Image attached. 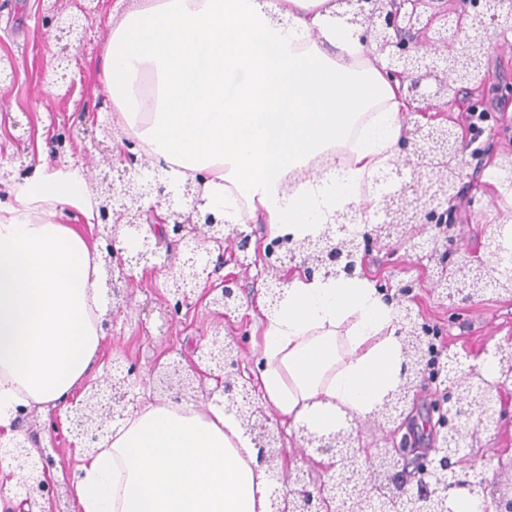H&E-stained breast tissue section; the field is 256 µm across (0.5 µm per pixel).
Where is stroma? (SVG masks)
I'll return each instance as SVG.
<instances>
[{
	"label": "stroma",
	"mask_w": 512,
	"mask_h": 512,
	"mask_svg": "<svg viewBox=\"0 0 512 512\" xmlns=\"http://www.w3.org/2000/svg\"><path fill=\"white\" fill-rule=\"evenodd\" d=\"M93 5L92 43L82 50L60 37L42 0H0V57L10 58L14 67L11 80L0 83V157L13 158L15 164L29 169L23 179L0 185V219L32 211L58 224L83 225L86 236L94 234L93 227L86 224L83 201L60 205L32 195L38 179L65 184L75 175L96 179L118 175L105 160L113 151L116 123L112 101L97 73L117 19L112 14L113 0H94ZM485 32L488 50L482 59V75L492 83L512 84V51L502 46L512 33V0H504L497 16L487 19ZM71 80L76 90L73 99L67 100L63 94ZM482 110L489 117L484 135L477 142L460 143L463 181L471 190L453 203L455 232L477 255L484 254L500 214L512 212V192L490 185L485 177L489 154L512 151V101L490 94ZM89 123L97 130L93 143L83 140L81 134ZM430 236L426 227L417 229L407 242L391 235L388 243L393 254L370 250L364 275L378 285L413 281L412 316L434 328L435 349L441 356L454 355L464 364H477L492 357L499 344L512 342V295L490 289L466 302L460 294L437 287L434 266L425 258ZM226 259L224 270L236 277L241 304L228 318L220 316L206 299V280L198 281L191 307L175 314L166 302L167 271L134 267L122 285L119 304L112 307V324L101 342L102 369L87 378V385L132 368L138 376L131 392L134 401H161L159 366L173 360L185 365L198 361L202 348L229 336L242 340L241 369H254L255 322L246 307L259 292L269 293L278 287L279 273L264 269L252 247L229 253ZM497 399L511 419L480 435L486 449L484 458L491 464L484 476L489 489L512 477V382L501 384ZM266 413L271 428L280 434L287 458L281 476L319 485L326 478L321 450L301 440L295 427L282 424L274 408H267ZM26 427L34 434L37 447L53 456V470L58 474L45 512H75L72 476L79 465V450L69 421L54 410L45 414L32 411Z\"/></svg>",
	"instance_id": "35a3bbf8"
}]
</instances>
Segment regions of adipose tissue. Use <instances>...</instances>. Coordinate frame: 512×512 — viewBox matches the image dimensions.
<instances>
[{"label":"adipose tissue","mask_w":512,"mask_h":512,"mask_svg":"<svg viewBox=\"0 0 512 512\" xmlns=\"http://www.w3.org/2000/svg\"><path fill=\"white\" fill-rule=\"evenodd\" d=\"M330 0H140L100 80L117 125L172 181L203 178L226 228L316 237L375 212L407 130L399 83ZM101 254L72 224L0 220V443L18 408L65 405L99 368ZM261 400L317 432L404 380L399 309L366 277L292 274L263 304ZM80 512H270L253 435L224 406L141 404L85 454Z\"/></svg>","instance_id":"ef3b65f1"}]
</instances>
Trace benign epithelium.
Instances as JSON below:
<instances>
[{
	"label": "benign epithelium",
	"mask_w": 512,
	"mask_h": 512,
	"mask_svg": "<svg viewBox=\"0 0 512 512\" xmlns=\"http://www.w3.org/2000/svg\"><path fill=\"white\" fill-rule=\"evenodd\" d=\"M491 0H462L458 11L455 33H464L455 48L443 38L437 41L419 39L421 30L448 19V0H342L345 10L340 16L346 22L364 29L361 39L375 45V52L385 56L386 75L409 82L407 94L413 102L420 96L421 85L431 82L437 94L454 98L458 87L469 86L473 103L481 101L486 79L477 76L481 58L486 53L485 31L476 12L481 2ZM93 9H84L85 23L57 19L60 32L73 34L78 45L90 42L89 21ZM413 147L418 168L412 171V181L382 196V224L367 225L361 234L348 236L347 225L340 220L325 225L316 239L307 238L289 246L290 239L275 237L267 242L260 258L266 266L289 259L311 276L321 274L336 277L352 276L359 265L360 249H368L381 242L383 230L390 227L405 237L413 224H431L434 234L430 240L429 258L436 261L437 283L456 287L465 298L474 299L489 287L512 293V268L505 265V255H512V234L505 231L512 222V214L499 225V232L488 247V257L476 259L454 234V225L448 223V209L444 205L460 197L464 188L457 187L462 180L460 148L457 138L445 127L424 128L413 125L406 132L403 148ZM98 202L102 224L99 235L105 241L103 270L105 283L113 293L117 283L128 279L132 264H149L159 258L160 241L143 232V224L152 223L154 206H145L147 200H162L165 217L160 219L164 238L172 246L185 239L195 240L198 233L205 236L206 247L190 249L179 267L178 274L167 281V292L178 313L188 305L191 287L199 278V270L214 265L224 266V253L232 245L247 249L249 235L238 229L224 230V217L216 212L187 210L170 200L172 192L159 183L157 176L120 179L115 183L106 178L90 184ZM176 239H169V234ZM230 279H220L210 290V303L222 316H231L239 310L238 297ZM399 333L405 336V352L414 368L413 380L402 389L410 394L424 377L433 380L446 371L449 386L442 399L436 401L427 418L429 426L443 432L441 442L433 448L418 451L414 448H376L364 451L359 432L353 427H341L319 441L321 450L331 454L333 473L327 481L311 492L307 485L295 486L276 494L272 503L274 512H334L336 500L347 505V512H452L449 491L454 488L480 487L483 480L473 478L474 457L472 439L480 432L497 427L504 419L493 399V384L475 368L461 369V362L450 360L439 366L434 350L424 348V337L430 328L401 315ZM240 341L233 337L213 346L208 352L210 362L219 370L217 389L227 395V408L236 412L244 426L255 434L260 449V462L268 470L278 468L277 458L283 452L277 449V437L268 426L269 418L262 407L251 400L237 399L250 393L247 383L237 378ZM499 373L512 375V345L496 348ZM168 380L167 388L175 397L191 399L195 375L177 364L162 366ZM132 373L121 377H106L111 395L101 396L102 389L88 390L79 403L68 410V418L75 436L94 442L97 432L106 421L122 419L130 401L129 380ZM16 470L22 476L26 512H42L41 502L53 492L46 479L51 459L34 457L23 442H18L12 456ZM493 512H512V483L498 485L490 494Z\"/></svg>",
	"instance_id": "1"
}]
</instances>
